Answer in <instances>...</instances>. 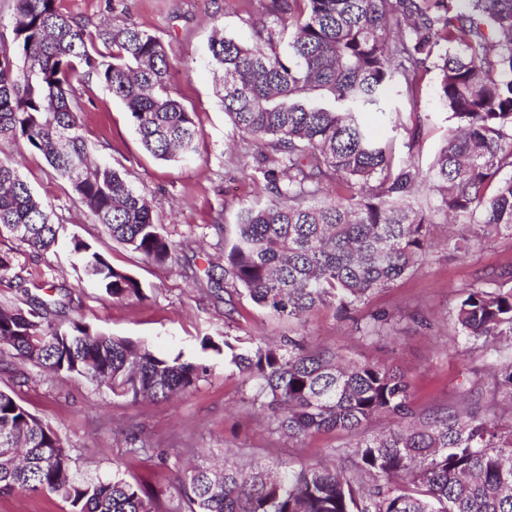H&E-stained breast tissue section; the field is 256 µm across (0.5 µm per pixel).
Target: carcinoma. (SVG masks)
<instances>
[{"instance_id": "1", "label": "carcinoma", "mask_w": 512, "mask_h": 512, "mask_svg": "<svg viewBox=\"0 0 512 512\" xmlns=\"http://www.w3.org/2000/svg\"><path fill=\"white\" fill-rule=\"evenodd\" d=\"M58 2L15 0L13 48L0 47V140L25 141L113 239L167 264L172 245L145 197L114 169L89 161L80 88L95 78L112 90L159 159L196 151L195 112L167 93L171 70L158 37L135 25L91 33ZM262 8L252 41L217 34L208 46L224 112L273 151L259 161L271 203L242 211L225 284L300 324L329 304L350 315L374 291L417 271L432 248L429 226L442 217L463 227L448 236L459 254L512 236V0H262ZM430 72L453 126L424 172L395 161L392 143L373 139L361 114L385 113L394 87L417 109ZM63 134L65 151L58 149ZM329 181L336 200L312 202ZM424 183L435 203L417 207ZM17 225L25 232L16 233ZM4 235L47 251L58 243L59 225L51 205L36 201L14 165L0 159ZM71 245L106 295L144 297L137 279L88 243L74 237ZM61 305L35 296L25 308L1 307L0 353L132 401L186 391L207 372L81 320L50 319L51 307ZM452 320L474 345L511 339L512 267L463 289ZM392 322L377 312L355 326L367 338ZM203 346L232 352L277 432L303 440L340 430L361 439L340 466L185 470L188 512H512V427L503 429L478 402L417 416L399 369L309 348L300 337L244 347L207 338ZM499 385L512 412V364L500 369ZM381 415L403 423L363 436ZM41 490L70 512H155L154 497L138 483L117 474L75 477L67 443L0 391V496Z\"/></svg>"}]
</instances>
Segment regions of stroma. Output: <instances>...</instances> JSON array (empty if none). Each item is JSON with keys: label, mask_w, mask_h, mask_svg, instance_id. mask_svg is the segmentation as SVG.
I'll list each match as a JSON object with an SVG mask.
<instances>
[{"label": "stroma", "mask_w": 512, "mask_h": 512, "mask_svg": "<svg viewBox=\"0 0 512 512\" xmlns=\"http://www.w3.org/2000/svg\"><path fill=\"white\" fill-rule=\"evenodd\" d=\"M60 6L91 32L134 23L157 36L172 63L168 92L195 111L200 130L193 155L157 159L143 148L124 103L104 84L92 79L82 89L81 127L92 155L148 199L178 257L164 266L147 262L92 223L71 187L23 142L0 141V157L17 161L35 196L51 203L64 238L87 241L144 289L140 300L110 298L83 274L65 244L37 253L2 237L0 252L9 253L13 269L0 280V306H26V290L45 284L65 300L67 318L208 368L195 387L170 400L133 402L82 377L48 374L0 356V390L12 392L67 442L79 473L120 474L144 485L159 512H186L178 480L182 467L230 458L298 469L351 448L353 437L339 430L302 442L276 432L250 405L251 382L223 355L203 348L207 337L276 343L301 336L312 346L336 347L349 357L396 367L405 375L418 414L457 406L467 393L486 404L500 402L496 370L512 362V350L466 348L450 315L465 285L512 266V236L482 242L461 258L445 245L447 225H431L436 247L425 263L358 308L361 318L383 311L395 316L384 336H361L331 305L299 323L260 308L246 295L227 294L224 243L233 239L243 207L271 198L258 168L261 147L225 114L222 83L209 63L214 30L250 40L242 0H61ZM435 81L434 75L426 76L418 108L397 99L401 127L376 114L363 117L377 139L392 141L396 160L428 167L448 134V113L435 99ZM415 126L420 137L414 142L409 131Z\"/></svg>", "instance_id": "obj_1"}]
</instances>
